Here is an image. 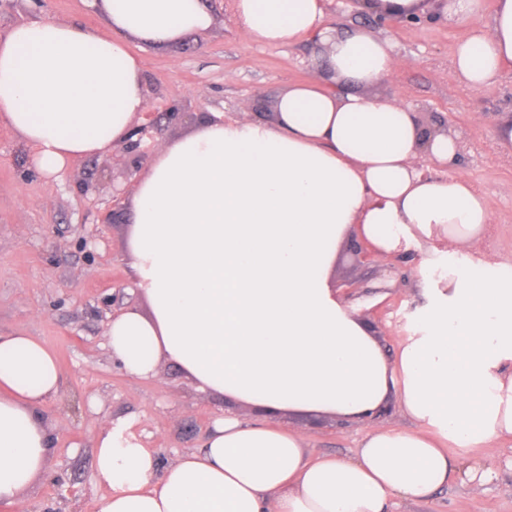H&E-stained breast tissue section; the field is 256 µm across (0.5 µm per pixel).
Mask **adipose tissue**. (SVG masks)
Instances as JSON below:
<instances>
[{
    "label": "adipose tissue",
    "mask_w": 512,
    "mask_h": 512,
    "mask_svg": "<svg viewBox=\"0 0 512 512\" xmlns=\"http://www.w3.org/2000/svg\"><path fill=\"white\" fill-rule=\"evenodd\" d=\"M111 35L33 20L0 35V124L44 174L126 141L146 112L130 43L169 44L207 30L206 0H96ZM442 0L471 29L453 66L470 88L512 67V0ZM243 36L283 45L312 36L325 81L288 86L274 122L215 115L166 143L136 184L130 286L149 306L112 316V357L131 377L175 364L204 392L269 410L334 415L365 427L352 457L311 455L302 433L234 414L203 448L160 466L125 421L94 451L109 492L98 512H385L423 502L465 473L462 450L512 444V264L446 269L395 354L384 352L331 282L347 231L381 257L412 250L424 266L473 254L491 222L484 195L458 169L448 131L422 134L410 106L367 96L401 60L389 39L327 24L325 0H234ZM441 168L424 175L420 158ZM61 382L55 354L31 336H0V501L14 502L51 452L39 410ZM398 399L410 427L378 426Z\"/></svg>",
    "instance_id": "ef3b65f1"
}]
</instances>
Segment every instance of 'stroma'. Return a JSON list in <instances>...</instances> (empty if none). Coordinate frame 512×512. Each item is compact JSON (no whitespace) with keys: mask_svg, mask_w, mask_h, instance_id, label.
Instances as JSON below:
<instances>
[{"mask_svg":"<svg viewBox=\"0 0 512 512\" xmlns=\"http://www.w3.org/2000/svg\"><path fill=\"white\" fill-rule=\"evenodd\" d=\"M33 19L109 31L95 0H0V34ZM326 19L341 30L362 27L392 40L406 64L369 88V96L412 106L421 131L443 126L456 133L459 170L484 194L491 213L481 249L511 260L512 155L498 149L494 128L512 109V68L490 86L467 87L452 64L467 28L434 12L411 21L381 20L360 10L358 0H326ZM313 44L309 37L281 46L248 41L226 0H219L208 30L165 48L133 46L150 110L174 105L182 113L165 125L157 143L186 135L217 112L272 120L274 101L288 85L318 77ZM152 158L117 147L74 159L61 176L48 177L35 167L31 150L0 125V335L39 339L55 353L62 374L59 393L41 409L50 436L48 466L16 501L1 503L0 512H98L108 489L97 480L94 447L111 422H130L132 433L166 466L202 448L212 420L227 410L250 419L265 415L262 408L199 391L166 361L155 378H130L106 345L112 314L148 310L143 298L127 291L131 201L113 206L112 188L135 185ZM111 211L113 223H104ZM332 279L389 354L427 302L416 260L367 264L342 247ZM276 422L304 433L314 455L350 457L364 433L363 425L321 413L284 412ZM464 460L493 468L495 478L478 490L459 478L427 502L401 501L389 512H512V447L478 448Z\"/></svg>","mask_w":512,"mask_h":512,"instance_id":"1","label":"stroma"}]
</instances>
